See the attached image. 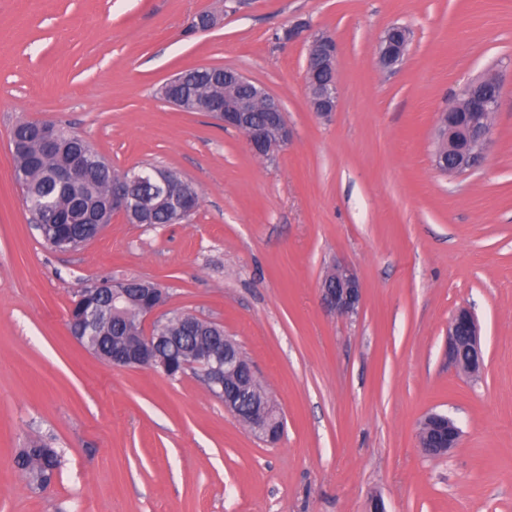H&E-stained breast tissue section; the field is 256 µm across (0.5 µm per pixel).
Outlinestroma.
<instances>
[{"label": "stroma", "mask_w": 512, "mask_h": 512, "mask_svg": "<svg viewBox=\"0 0 512 512\" xmlns=\"http://www.w3.org/2000/svg\"><path fill=\"white\" fill-rule=\"evenodd\" d=\"M217 24L191 31L199 13ZM335 37L338 105L313 112L307 44ZM412 41L382 69L379 38ZM196 66L237 69L283 103L288 146L158 96ZM502 88L479 165L433 162L441 112L472 79ZM50 121L123 171L154 162L197 185L181 224L113 218L72 253L42 238L14 177L11 130ZM362 285L329 314L333 266ZM143 278L166 310L223 325L284 417L253 435L194 372L114 367L69 333L78 290ZM471 309L484 369L448 361ZM461 430L425 455L426 415ZM50 436L64 463L32 490L12 463ZM512 512V0H0V512ZM322 304L338 316L357 314L362 304V286L357 276L346 267H337L320 288Z\"/></svg>", "instance_id": "35a3bbf8"}]
</instances>
